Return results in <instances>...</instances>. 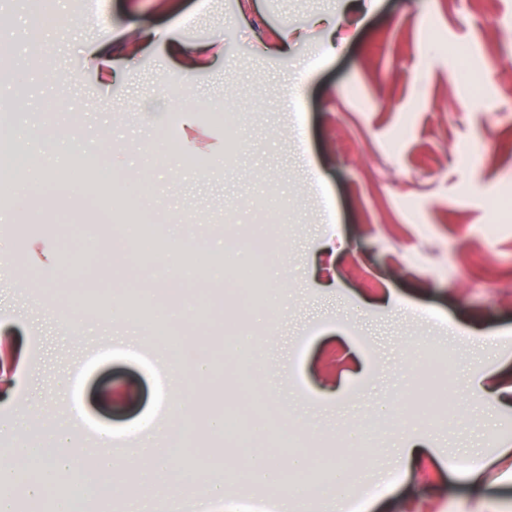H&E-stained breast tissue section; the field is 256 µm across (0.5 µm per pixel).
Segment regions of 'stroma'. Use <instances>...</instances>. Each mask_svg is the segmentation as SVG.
<instances>
[{
  "label": "stroma",
  "mask_w": 512,
  "mask_h": 512,
  "mask_svg": "<svg viewBox=\"0 0 512 512\" xmlns=\"http://www.w3.org/2000/svg\"><path fill=\"white\" fill-rule=\"evenodd\" d=\"M54 16L64 25L44 28L35 57L28 0H0V99L23 98L0 112V142L41 155L47 184L97 163L129 188L148 182L136 211L118 198L113 212L150 219L167 241L192 238L214 266L179 265L194 316L147 303L163 283L128 230L115 239L122 264L95 267L112 291L106 316L76 326L43 287L74 264L42 226L58 201L15 176L0 197V249L13 257L0 267V390L15 394L0 426L33 406L31 429L69 425L78 480L97 426L123 446L163 419L165 347L132 319L147 308L189 351L201 339L255 349L271 404L343 464L358 512H512V483L497 480L512 407L471 391L481 374L512 381V0H97L91 16L55 0ZM157 28L214 58L184 75L144 41ZM97 43L111 45L121 81L86 67ZM260 216L279 259L254 271L262 303L228 334L224 274L248 254L229 227ZM432 342L458 352L442 387L463 417L441 428L394 402ZM76 398L86 415L71 421ZM369 415L387 428L364 457L348 431ZM415 438L422 452L400 462L396 448ZM473 453L489 460L478 490L458 470ZM214 454L182 462L223 479L232 512L277 504L279 488L245 483L247 453L219 466Z\"/></svg>",
  "instance_id": "stroma-1"
}]
</instances>
